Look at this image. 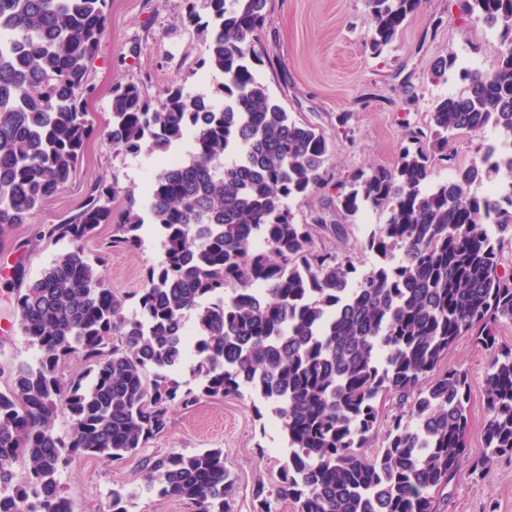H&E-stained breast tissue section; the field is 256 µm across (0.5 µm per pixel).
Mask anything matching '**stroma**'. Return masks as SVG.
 I'll use <instances>...</instances> for the list:
<instances>
[{
	"label": "stroma",
	"instance_id": "35a3bbf8",
	"mask_svg": "<svg viewBox=\"0 0 512 512\" xmlns=\"http://www.w3.org/2000/svg\"><path fill=\"white\" fill-rule=\"evenodd\" d=\"M268 13L257 44L263 59L260 76L287 112L318 127L329 145L325 184L315 195L292 204L300 220L335 203L352 173L393 165L406 129L425 126L440 97L464 92L462 83L432 80L438 57L453 53L479 59L488 71L497 61L492 47L495 35L464 13L460 0H422L417 14L378 54L367 40L371 20L365 0H269ZM184 15L183 0H112L106 35L87 66V79L94 88L87 109L96 132L67 187L27 223L14 225L0 239V365L26 363L37 356L14 310V265L23 263L27 278H39L65 248L64 243L40 239L39 225L56 224L75 214L89 188L99 182L117 183L119 206L124 191L144 196L162 162L158 153H121L102 136L110 119L113 84H139L154 100L175 83L190 93L223 83L222 74L208 69L203 38ZM495 137L489 129L449 138L447 159L434 162L435 177L453 178L457 167L477 159ZM378 221L375 215L356 219L341 236L316 229L314 244L350 256L358 269H368L377 257L365 240ZM140 236L137 249H112L103 267L106 285L125 296L128 316L136 312V295L145 286L148 269L162 257L155 225L144 224ZM490 362L489 351L468 336L458 339L444 362L445 368L465 371L470 387L468 460L438 496V512H512V457L484 462L477 471L471 467L483 455L487 419L483 384ZM204 448L223 449L224 462L237 477L235 512H253L255 485L273 484L287 457V444L270 408L247 391L176 409L168 431L143 453ZM58 482L74 512H102L115 489L127 494L128 512H191L180 500L146 491L136 457L117 464L104 457L81 456L60 472Z\"/></svg>",
	"mask_w": 512,
	"mask_h": 512
}]
</instances>
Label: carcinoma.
Wrapping results in <instances>:
<instances>
[{
	"instance_id": "cac0c4a2",
	"label": "carcinoma",
	"mask_w": 512,
	"mask_h": 512,
	"mask_svg": "<svg viewBox=\"0 0 512 512\" xmlns=\"http://www.w3.org/2000/svg\"><path fill=\"white\" fill-rule=\"evenodd\" d=\"M112 0H0V240L63 190L95 132L88 120L87 64L106 34ZM374 52L390 45L421 0H365ZM268 0H206L185 20L224 74L212 95L169 87L156 101L132 82L112 87L104 135L125 154L170 153L148 195L112 206L115 183L91 186L77 212L45 224L40 237L65 241L40 278L16 268L19 326L38 350L32 364L0 366V512H73L57 475L73 456L128 459L170 425L172 408L226 398L250 387L272 406L288 440L278 481L255 488L256 512H437L465 460L467 376L440 370L463 335L493 351L484 379L486 456L512 455V349L495 330L512 322V0H466L465 12L498 34L497 66L473 71L448 54L433 76L466 85L438 99L426 127L407 132L396 163L359 171L336 202L346 221L385 214L366 240L378 257L360 271L317 250L313 225L340 234L322 212L299 224L290 207L323 180L327 143L293 119L258 78L256 50ZM498 132L481 161L430 183L432 163L457 132ZM501 183L497 194L472 190ZM158 226L163 256L146 275L137 311L105 284L104 258L83 241L111 224L109 246L136 248L145 221ZM232 288L231 294L224 289ZM195 313V342L184 314ZM194 355L195 385L171 377ZM86 373L60 381V363ZM396 413L380 430L381 403ZM67 436L53 432L57 408ZM371 457L360 452L377 435ZM27 459L25 480L13 463ZM150 491L193 512H234L237 477L224 450L171 451L142 458Z\"/></svg>"
}]
</instances>
